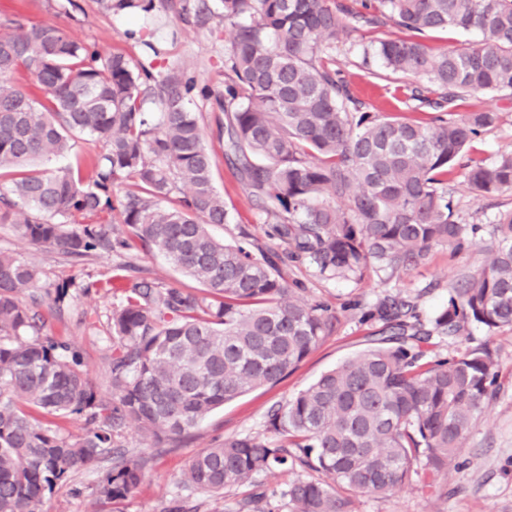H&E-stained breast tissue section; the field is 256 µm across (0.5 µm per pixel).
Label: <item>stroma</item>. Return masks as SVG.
Masks as SVG:
<instances>
[{
  "instance_id": "stroma-1",
  "label": "stroma",
  "mask_w": 512,
  "mask_h": 512,
  "mask_svg": "<svg viewBox=\"0 0 512 512\" xmlns=\"http://www.w3.org/2000/svg\"><path fill=\"white\" fill-rule=\"evenodd\" d=\"M73 17L59 14L57 0H0V25L16 14L34 22H45L64 28L74 37L94 44L102 53L125 52L134 61L152 64L164 70L188 65L198 86L222 88L224 82V51L232 39V30L218 18L198 24L194 15L180 14L182 0H153V13L164 22L163 30L146 25L142 41L125 39L123 32L135 23L133 17L105 11L98 0H76ZM402 31L393 23L376 29H363L341 44L336 67L346 78L353 96L364 111L392 114L412 120H424L421 111L406 108V90L402 82L380 65H363V48L374 39L401 37ZM160 42V55H146L143 40ZM495 108L501 114L497 127L481 134L467 156L489 164L512 150V100L489 95H474L460 101L463 112ZM192 108L197 112L208 150L216 161L215 184L224 194L232 221L213 226L220 239L237 241L240 232L250 234L253 242L265 250L277 249L278 243L268 234V227L248 189L240 183L224 159V138L220 135L216 106L202 97H195ZM448 194L462 222L488 225L500 212L512 209V191L486 200H475L465 169H456L448 178ZM0 249L14 251L36 264L51 280L64 279L85 270L92 279L107 281L120 272L125 263L134 264L141 276L162 279L179 288H195V281L174 271L162 257L132 241L124 254H101L74 267L71 260L45 247L21 240L12 225L0 223ZM484 241H477L468 250L457 253L445 246L435 247L427 260L409 273L389 278L367 272L360 281L328 280L317 273L310 262L285 267L288 280L299 283L307 297L324 302L338 313L340 320L322 344L298 368L271 388L251 391L224 407L212 411L175 447L157 448L144 444L136 429H128L124 444L128 452L145 453L151 462L141 487L122 504L123 512H162L163 507L189 499L200 503V512H236L237 503L249 494L240 487L217 499L185 489L181 475L190 459L211 443L237 435H259L265 429L268 411L285 403L307 387L322 373L345 359L371 346L374 326L361 321V307L376 303L385 295L400 291L415 298L424 314H432L448 300V288L461 274L480 269L486 259ZM116 298L106 290L77 295L72 306L56 312L40 306L47 333L61 337L78 348L88 373L99 388H106L112 337L108 315ZM437 350L453 353L483 344L489 345L499 365V389L494 400L470 428L459 454V467L448 476L449 493L438 499L423 494L411 483L386 497L353 494L352 512H512V330L503 329L488 335L479 325L471 326L468 336L450 341L440 337ZM112 466L104 459L58 484L47 495L45 512H94L92 489Z\"/></svg>"
}]
</instances>
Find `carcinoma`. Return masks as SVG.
Masks as SVG:
<instances>
[{"label": "carcinoma", "mask_w": 512, "mask_h": 512, "mask_svg": "<svg viewBox=\"0 0 512 512\" xmlns=\"http://www.w3.org/2000/svg\"><path fill=\"white\" fill-rule=\"evenodd\" d=\"M206 0L200 23L234 28L224 87H198L188 68L156 71L122 52L101 53L64 29L22 17L0 32V168L63 156L72 138L101 143L81 170L22 171L0 191V223L76 262L125 245V225L201 289L141 278L129 266L108 317L110 389L102 393L79 350L45 332L33 291L58 309L100 288L41 270L0 249V512H40L54 487L112 453L93 492L109 512L143 483L147 459L128 456L133 422L154 446L180 443L216 408L278 384L338 321L310 302L283 267L308 260L320 276L391 277L422 265L435 246L461 252L479 230L457 220L448 176L467 169L478 199L512 191V151L489 165L463 162L495 127L489 108L458 113L474 94L512 97V0ZM109 12H149L153 0H100ZM387 21L408 32L364 49L401 79L424 121L363 112L338 78L336 49L356 27ZM475 31L481 40L435 53L427 34ZM224 112V155L271 225L282 252L226 243L209 227L229 223L214 161L196 113L197 95ZM131 189L112 201L115 184ZM109 215L85 223L79 218ZM485 265L451 284L432 317L400 293L362 312L381 341L323 373L272 408L263 436H232L196 453L181 482L202 493L254 485L273 470L294 474L280 512H349L339 491L384 497L412 480L448 495L462 441L497 389L498 363L484 345L448 357L432 338L468 326L512 329V210L490 225ZM31 296V303L24 301ZM82 415L72 437L35 414ZM323 472V482L310 472Z\"/></svg>", "instance_id": "obj_1"}]
</instances>
